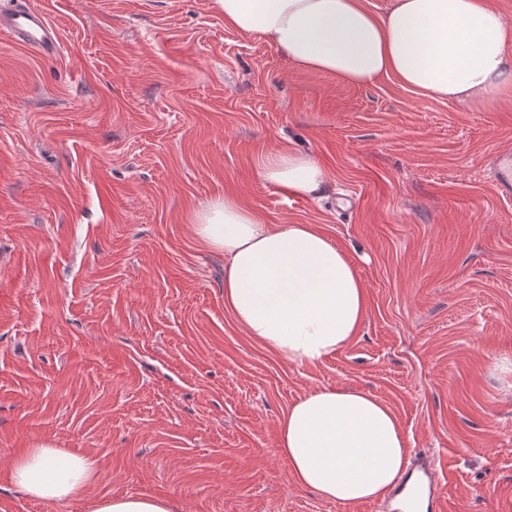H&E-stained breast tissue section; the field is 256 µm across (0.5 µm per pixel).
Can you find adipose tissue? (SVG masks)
Returning <instances> with one entry per match:
<instances>
[{
    "instance_id": "obj_1",
    "label": "adipose tissue",
    "mask_w": 512,
    "mask_h": 512,
    "mask_svg": "<svg viewBox=\"0 0 512 512\" xmlns=\"http://www.w3.org/2000/svg\"><path fill=\"white\" fill-rule=\"evenodd\" d=\"M225 26L264 39L297 69L352 85L394 76L424 95L462 103L512 98V24L486 0H392L380 15L363 0H212ZM266 183L320 196L326 174L308 153L281 149L258 169ZM193 232L224 256V306L248 336L293 363L346 346L367 308L352 259L314 224H267L228 193L194 212ZM277 446L295 482L341 505L383 499L407 465L395 412L369 392L323 387L282 414ZM97 460L50 441L19 449L12 486L66 502L96 482ZM91 512H170L151 493L105 496Z\"/></svg>"
}]
</instances>
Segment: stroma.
<instances>
[{
  "label": "stroma",
  "mask_w": 512,
  "mask_h": 512,
  "mask_svg": "<svg viewBox=\"0 0 512 512\" xmlns=\"http://www.w3.org/2000/svg\"><path fill=\"white\" fill-rule=\"evenodd\" d=\"M53 58L0 32V512H90L164 495L172 512H386L298 486L277 422L324 387L372 393L410 452L450 470L449 512H512V99L459 104L392 77L295 68L212 0H29ZM312 154L321 200L262 182ZM232 193L269 224H315L368 294L352 341L298 365L224 307V257L190 226ZM49 440L95 458L86 498L6 479ZM496 193L505 199L512 197V151H504L498 156L497 169L494 176ZM91 512H171L166 497L151 493L105 496L92 503Z\"/></svg>",
  "instance_id": "35a3bbf8"
}]
</instances>
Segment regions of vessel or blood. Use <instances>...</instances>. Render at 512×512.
<instances>
[{
  "instance_id": "1",
  "label": "vessel or blood",
  "mask_w": 512,
  "mask_h": 512,
  "mask_svg": "<svg viewBox=\"0 0 512 512\" xmlns=\"http://www.w3.org/2000/svg\"><path fill=\"white\" fill-rule=\"evenodd\" d=\"M0 30L14 36L22 45L39 51L42 56H55L61 49L58 33L51 25L46 13L18 4L0 7ZM497 194L505 199L512 197V151L502 152L498 156L494 176ZM405 482L399 483L395 495H402L407 488L408 479L420 476L425 478L429 496L430 512H446L447 504L443 496L442 478L438 467L431 457L415 454L406 473Z\"/></svg>"
}]
</instances>
